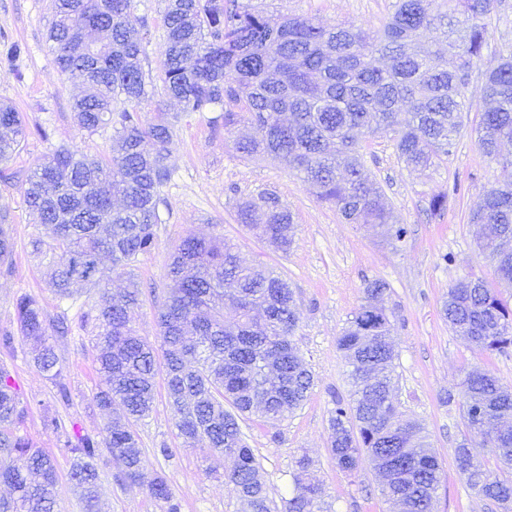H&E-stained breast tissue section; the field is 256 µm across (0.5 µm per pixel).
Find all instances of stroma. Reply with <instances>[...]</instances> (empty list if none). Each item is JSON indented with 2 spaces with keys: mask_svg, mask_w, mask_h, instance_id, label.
I'll return each instance as SVG.
<instances>
[{
  "mask_svg": "<svg viewBox=\"0 0 512 512\" xmlns=\"http://www.w3.org/2000/svg\"><path fill=\"white\" fill-rule=\"evenodd\" d=\"M396 0H253L264 12L290 13L315 18L326 26L341 21L380 27ZM162 0H132L134 18L147 20L149 35L143 43V66L159 77L164 59ZM52 21L51 0H0V40L18 42L20 57L0 63V102L12 104L23 115L29 134L8 168L26 175L56 149L88 155L109 151L111 130L90 135L72 118L77 93L53 61L46 41ZM486 44L467 91L469 110L447 161L413 171L399 160L392 134L379 132L363 142L367 175L382 188L395 220L406 228L398 241L385 243L360 224L345 223L335 207L321 202L307 182L278 159H246L232 139L250 134L240 125L227 136L210 112H186L153 85L137 107L143 119L157 111L179 118L170 146V182L163 188L160 223L152 250L141 255L133 273L142 291V303L133 314L139 336L159 344L156 318L169 289L168 265L176 244L190 235H213L234 245L251 265L274 268L293 291L300 312L295 341L314 374V386L303 405L287 420L272 425L256 417L242 419L241 430L261 466L268 495L286 497L296 457L309 456L333 512H391L379 493V481L369 467L340 471L330 449V413L334 396L349 397L345 358L336 338L361 303L366 281L385 280L387 308L394 312L392 335L397 399L406 418L423 424L433 450L442 459L446 477L438 491L434 512H502L498 505L475 495L458 474L453 450L464 431L459 403L461 383L474 367L492 368L512 386V355H489L456 335L441 312L450 285L463 278L494 281V266L480 253V228L469 215L485 191L502 180L499 161L485 157L477 145L475 127L482 106V75L500 54L512 51V0H499L483 20ZM276 193L294 216L295 243L281 252L248 231L236 220L239 200ZM449 195L444 215L426 213L432 194ZM0 212L9 217L15 246L10 270L0 273V330H15V300L35 297L48 320L67 317L72 330L56 338V353L63 365L69 400H62L54 384L32 364L31 344L16 339L14 351L0 349V365L10 370L28 404L20 426L34 444L55 459L59 475L56 512H85L84 502L70 480L71 455L63 432L47 427L56 418L66 426L97 432L107 421L92 401L100 384L90 336L92 326L82 323L98 303L97 290L82 289L73 299L59 300L48 286L53 259L33 253L32 238L40 232L29 211L19 182H0ZM136 430L145 450L143 477L120 483L121 463L102 456L99 466V512H161L149 494V484L164 478L180 505V512H241V505L224 482L227 464L222 454L185 446L174 425L165 386H157L153 411Z\"/></svg>",
  "mask_w": 512,
  "mask_h": 512,
  "instance_id": "stroma-1",
  "label": "stroma"
}]
</instances>
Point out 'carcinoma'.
Masks as SVG:
<instances>
[{
  "instance_id": "cac0c4a2",
  "label": "carcinoma",
  "mask_w": 512,
  "mask_h": 512,
  "mask_svg": "<svg viewBox=\"0 0 512 512\" xmlns=\"http://www.w3.org/2000/svg\"><path fill=\"white\" fill-rule=\"evenodd\" d=\"M132 0H52L49 48L59 70L85 87L73 104L80 130L92 135L112 127L106 155L57 149L24 181L27 205L43 229L32 240L37 254L51 252L56 269L49 287L61 300L76 288H101L109 273L133 276L131 266L151 251L160 222L161 189L171 178L167 163L175 120L157 112L145 122L136 106L148 96L142 65L147 22L131 14ZM165 57L162 91L185 112L224 105V131L241 122L254 135L234 142L249 158L274 156L303 176L320 201L347 224L371 225L387 241L406 229L394 224L380 190L362 172L365 134L392 132L402 161L427 168L444 161L462 127L465 93L486 43L479 20L497 0H396L381 29L341 22L324 27L312 17L268 16L251 0H163ZM459 14L471 21L461 41L447 28ZM440 32L448 49L423 35ZM477 145L493 159L512 142V53L485 71ZM410 113L406 123L400 112ZM28 129L21 113L0 103V164L10 160ZM237 221L286 252L293 243L291 211L269 193L261 202L238 204ZM470 223L483 228L482 251L495 262L499 282L512 284V176L488 189ZM0 213V268L8 266L14 241ZM112 268L100 265L101 256ZM168 276L173 282L158 318L163 364L156 349L137 336L131 312L140 303L136 284L103 291L97 307L95 348L105 387L93 403L112 415L101 432L79 431L66 441L71 480L97 512L103 453L120 460L123 477L142 476L145 457L135 425L153 409L156 378L164 375L175 426L184 442H207L224 454V477L244 512H331L311 461L296 459L292 491L274 504L260 463L238 419L255 415L280 422L307 399L314 378L294 340L300 313L288 282L263 267L242 264L217 236L190 235L176 246ZM388 292L380 279L366 282L362 303L336 344L349 364L353 399L336 398L331 412L330 453L336 467L353 473L363 464L387 474L383 494L399 512H432L444 477L421 424L405 420L394 399V312H378ZM442 313L448 325L489 355L512 352V306L482 279H461L448 288ZM17 330L36 342L34 366L69 401L63 366L48 342L49 324L39 302L17 298ZM465 432L454 461L467 486L506 507L512 503V388L492 369L474 367L463 381ZM27 412L0 366V485L13 498L0 512H55L59 476L53 460L18 433ZM501 464L495 473L478 460L485 449ZM151 497L179 512L167 481L157 478Z\"/></svg>"
}]
</instances>
